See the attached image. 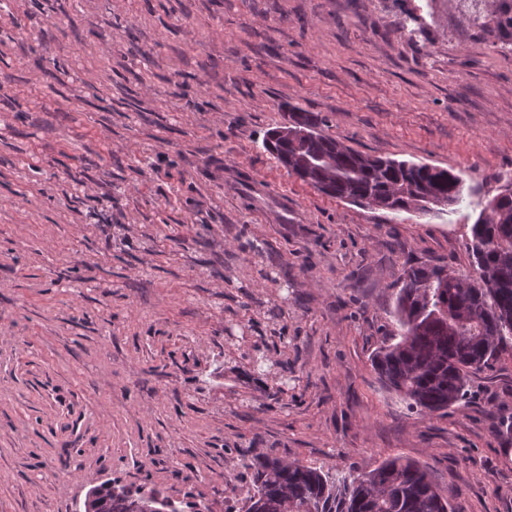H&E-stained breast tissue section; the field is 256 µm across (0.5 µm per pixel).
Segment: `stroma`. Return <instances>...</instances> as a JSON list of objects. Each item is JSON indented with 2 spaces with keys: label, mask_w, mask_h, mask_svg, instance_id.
Here are the masks:
<instances>
[{
  "label": "stroma",
  "mask_w": 512,
  "mask_h": 512,
  "mask_svg": "<svg viewBox=\"0 0 512 512\" xmlns=\"http://www.w3.org/2000/svg\"><path fill=\"white\" fill-rule=\"evenodd\" d=\"M494 25L457 0H0V512H84L107 481L245 512L267 454L400 457L454 512H512V345L444 416L371 365L404 269L469 272L512 177ZM295 107L469 201L319 192L263 147Z\"/></svg>",
  "instance_id": "stroma-1"
}]
</instances>
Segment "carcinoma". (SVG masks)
Here are the masks:
<instances>
[{
    "label": "carcinoma",
    "instance_id": "1",
    "mask_svg": "<svg viewBox=\"0 0 512 512\" xmlns=\"http://www.w3.org/2000/svg\"><path fill=\"white\" fill-rule=\"evenodd\" d=\"M497 38L512 46V0H494ZM292 118L310 136L283 145L266 137L276 159L319 191L391 211L441 213L471 192L462 174L382 159L317 131L310 112ZM477 278L446 266L411 267L395 297L394 330L373 357L382 384L408 409L445 414L469 398L470 374L512 340V180L481 205L471 227ZM255 478L245 512H452L428 468L400 457L368 472L331 475L276 456L247 463ZM92 512H179L154 492L112 484L95 489Z\"/></svg>",
    "mask_w": 512,
    "mask_h": 512
}]
</instances>
